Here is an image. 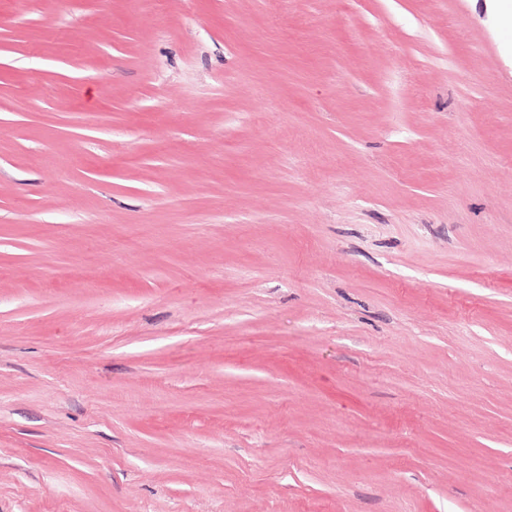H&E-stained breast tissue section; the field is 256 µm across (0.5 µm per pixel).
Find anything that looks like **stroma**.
<instances>
[{
	"instance_id": "35a3bbf8",
	"label": "stroma",
	"mask_w": 512,
	"mask_h": 512,
	"mask_svg": "<svg viewBox=\"0 0 512 512\" xmlns=\"http://www.w3.org/2000/svg\"><path fill=\"white\" fill-rule=\"evenodd\" d=\"M0 512H512L502 0H0Z\"/></svg>"
}]
</instances>
